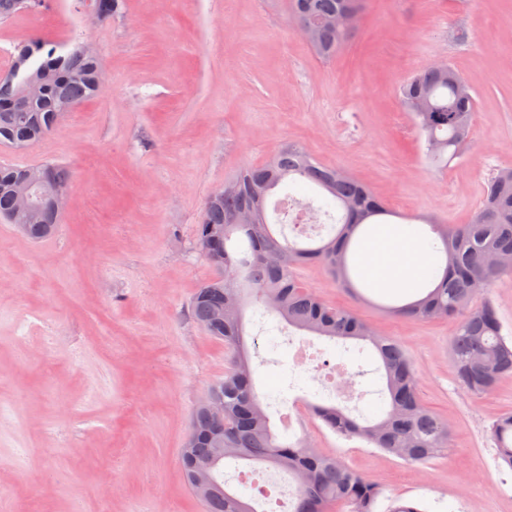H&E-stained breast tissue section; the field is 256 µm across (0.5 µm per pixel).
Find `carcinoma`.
<instances>
[{
    "instance_id": "carcinoma-1",
    "label": "carcinoma",
    "mask_w": 512,
    "mask_h": 512,
    "mask_svg": "<svg viewBox=\"0 0 512 512\" xmlns=\"http://www.w3.org/2000/svg\"><path fill=\"white\" fill-rule=\"evenodd\" d=\"M94 14L112 17L121 0H91ZM301 28H314L315 54L336 55L349 31L324 23L344 8L359 11L362 0H290ZM50 0H0V19L18 11L40 12ZM26 66L23 80L14 71L0 77V144L12 150L32 146L46 136L70 107L100 95L96 86L102 63L92 51L77 47L60 52L53 43L32 40L18 46L12 63ZM50 74L29 111H17L28 81ZM400 101L425 136L427 157L437 168L459 159L476 112L475 92L459 71L428 64L414 71L400 87ZM48 180L66 187L69 172L53 163L39 165ZM25 167L0 164V219L27 225V237L42 241L57 231L59 216L47 205L29 213L15 211V194L26 180ZM311 184L321 192L317 214L338 221L324 224L325 234L279 239L267 220L269 196L279 187ZM390 215L365 184L334 166H321L302 147L290 145L267 162L251 166L224 184V196L208 198L196 242L215 275L196 291L191 311L212 338L224 343L229 360L224 379L211 388L223 397L224 421L216 424L208 406L199 404L191 417V435L181 452V467L189 489L196 482L213 484L200 498L204 512H258L247 500L218 483L220 463L265 464L298 483L293 512H376L383 490L341 460L327 456L310 440H279L256 391L254 369L246 340L244 312L252 303L288 326L329 339H352L371 346L383 369L388 392L381 416L365 424L335 406L312 410L330 430L347 439H360L406 463L420 464L448 453L449 425L428 412L419 396L416 371L406 350L382 336L351 310L328 305L305 288L297 269L306 263L327 266L351 291H356L349 267L350 247L361 226ZM416 236L428 252L445 256L439 281L415 301L392 307L414 320L455 318L450 353L456 380L474 395L492 392L512 377V337L503 335L498 315L489 302L475 301L506 277L512 276V167L498 170L487 181L483 199L468 224H442L424 217ZM497 458L512 468V414L498 416L491 426Z\"/></svg>"
}]
</instances>
